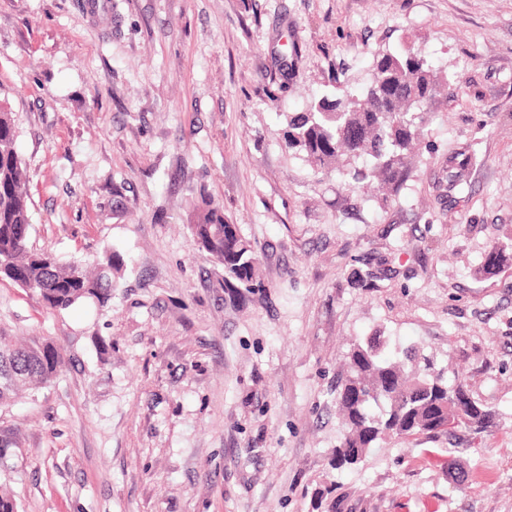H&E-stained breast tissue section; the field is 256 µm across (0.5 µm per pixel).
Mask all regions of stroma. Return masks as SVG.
I'll use <instances>...</instances> for the list:
<instances>
[{"instance_id": "1", "label": "stroma", "mask_w": 512, "mask_h": 512, "mask_svg": "<svg viewBox=\"0 0 512 512\" xmlns=\"http://www.w3.org/2000/svg\"><path fill=\"white\" fill-rule=\"evenodd\" d=\"M422 51L461 81L382 206L285 147V115ZM0 99L18 124L31 240L127 267L108 307L53 312L0 281V321L66 362L0 410L22 512H512V0H0ZM466 150L464 182L444 170ZM256 246L224 298L185 226L200 194ZM420 346L494 432L399 440L325 465L354 341ZM506 247L492 246L484 254L480 273L486 276L494 275L511 259Z\"/></svg>"}]
</instances>
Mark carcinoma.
I'll use <instances>...</instances> for the list:
<instances>
[{
  "label": "carcinoma",
  "instance_id": "carcinoma-1",
  "mask_svg": "<svg viewBox=\"0 0 512 512\" xmlns=\"http://www.w3.org/2000/svg\"><path fill=\"white\" fill-rule=\"evenodd\" d=\"M453 95L459 84L443 79L422 52L384 53L374 61L361 87H339L336 94L310 100L300 112L285 114L288 148L305 157L324 176L340 174L352 183L374 185L377 201L387 205L409 179L416 147L427 122L418 104L434 102L442 85ZM471 158L459 154L448 168V184L458 185ZM26 165L17 148L14 113L0 102V280L37 297L46 308L67 310L86 301L104 307L119 286L125 258L107 249L94 269L80 262L62 263L33 245ZM188 229L192 245L224 269V294L233 304L263 288L253 243L224 213V206L201 194ZM512 259L507 248L492 246L480 273L494 275ZM61 348L33 338L20 342L0 324V372L14 379L0 384V408L26 390L50 384L64 366ZM336 409L344 429L328 458L336 471L360 466L373 448L393 439L435 437L465 427L475 435L492 431L496 411L470 394L465 380L448 379L433 359L417 347L386 355L378 336L354 342L347 353V373L336 387ZM12 434L0 432V472L13 469Z\"/></svg>",
  "mask_w": 512,
  "mask_h": 512
}]
</instances>
